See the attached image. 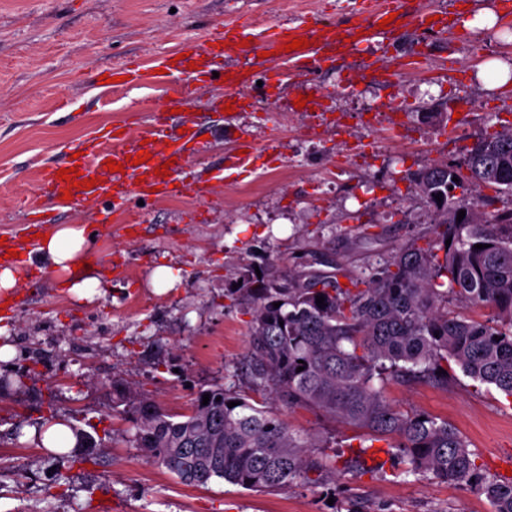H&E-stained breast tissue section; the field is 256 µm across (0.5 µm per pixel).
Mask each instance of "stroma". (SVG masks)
I'll list each match as a JSON object with an SVG mask.
<instances>
[{"label":"stroma","instance_id":"1","mask_svg":"<svg viewBox=\"0 0 512 512\" xmlns=\"http://www.w3.org/2000/svg\"><path fill=\"white\" fill-rule=\"evenodd\" d=\"M405 0L431 9L434 28L401 27L396 38L352 45L320 68L246 93L232 120L212 112L219 87L188 83L185 94L201 140L190 176L220 170L208 199L191 190L136 207V225L97 207L45 205L48 225L86 224L90 253L104 267L90 296L70 293L35 252L16 267V288L0 291V512H492L464 487L405 476L385 443L360 447L351 429L304 408L283 409L301 434L327 438L359 465L335 482L274 494L221 479L181 483L136 448L135 430L112 402V383L148 396L173 414L190 411L214 384L244 392L239 370L251 314L232 288L254 272L321 271L344 279L379 259L433 238L434 213L413 176L433 162H460L485 132L512 124V86L491 90L477 74L490 59L512 64V14L492 30L459 19L484 2ZM307 16L310 26L349 23L344 0H0V238L22 227L44 168L61 147L102 125L138 131L164 100L151 80L115 88L102 100L90 77L130 58L203 38L218 22L252 24ZM399 66L396 79L372 65ZM311 95L309 108L294 105ZM257 150L252 171L229 169L240 137ZM167 265L166 292L150 285ZM402 410L448 421L478 464L498 472L512 462V403L492 386L455 372L447 385H384ZM65 422L93 436L98 464L51 455L37 431ZM103 501H96V494Z\"/></svg>","mask_w":512,"mask_h":512}]
</instances>
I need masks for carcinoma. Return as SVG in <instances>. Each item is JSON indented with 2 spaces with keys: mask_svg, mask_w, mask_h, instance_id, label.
<instances>
[{
  "mask_svg": "<svg viewBox=\"0 0 512 512\" xmlns=\"http://www.w3.org/2000/svg\"><path fill=\"white\" fill-rule=\"evenodd\" d=\"M415 181L434 208L443 257L431 242L412 243L345 287L334 275L296 272L243 279L233 293L252 310L244 368L259 398L214 385L198 392L190 413L173 415L114 383L137 447L188 485L222 479L266 493L317 485L336 477L335 461L281 413L304 407L364 441L386 442L407 463L403 473L465 485L485 495L492 512H512V480L477 464L454 426L399 410L374 383L390 375L446 385L455 364L512 398V207L482 211L512 196V128L485 133L462 164H430ZM472 308L492 316L477 320Z\"/></svg>",
  "mask_w": 512,
  "mask_h": 512,
  "instance_id": "cac0c4a2",
  "label": "carcinoma"
}]
</instances>
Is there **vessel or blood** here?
Listing matches in <instances>:
<instances>
[{
    "label": "vessel or blood",
    "instance_id": "b4317fda",
    "mask_svg": "<svg viewBox=\"0 0 512 512\" xmlns=\"http://www.w3.org/2000/svg\"><path fill=\"white\" fill-rule=\"evenodd\" d=\"M402 0H355L349 15L356 18L357 31L371 35L380 20L400 11ZM296 38L309 40L310 45L301 50L284 51L285 43ZM243 44L244 54L255 55V72H235L233 78L224 80V96L214 104L215 111H223L227 102L241 100L242 91L253 84L254 73H261L267 83L281 82L286 69H311L328 60L330 53L343 47L336 37V29L322 26L306 29L304 20L290 23L274 22L264 28L249 23H217L209 35L200 42L183 43V59H175L173 53L154 58L156 82L165 89L163 105L152 114V119L139 135L133 136L114 127L101 129L77 146L67 147L61 166L45 169L38 181L40 197L56 206L74 208L85 202L102 205L104 215L127 210L134 199H162L176 193V182L190 165L192 153L188 147L193 132L181 133L172 126V109L185 105V97L176 79L182 75L193 77L212 76L223 72L221 60L231 44ZM148 152L144 163L130 164V157ZM123 163V172H112L108 161ZM167 167V176L156 175L159 167ZM79 168L82 183L78 186L59 180V168Z\"/></svg>",
    "mask_w": 512,
    "mask_h": 512
}]
</instances>
